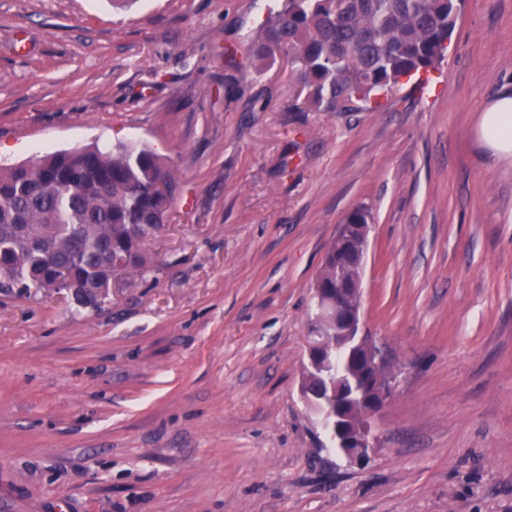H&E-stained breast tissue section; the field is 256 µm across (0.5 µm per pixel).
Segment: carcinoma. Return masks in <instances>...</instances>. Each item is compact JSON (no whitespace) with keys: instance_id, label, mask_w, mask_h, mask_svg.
I'll return each mask as SVG.
<instances>
[{"instance_id":"cac0c4a2","label":"carcinoma","mask_w":512,"mask_h":512,"mask_svg":"<svg viewBox=\"0 0 512 512\" xmlns=\"http://www.w3.org/2000/svg\"><path fill=\"white\" fill-rule=\"evenodd\" d=\"M460 9V0H285L249 38L248 59L260 70L287 58L305 106L351 112L441 62ZM173 188L160 158L134 142L1 167L0 265L11 271L8 286L39 288L50 266L67 263L102 283L110 250L146 266L148 225L167 222ZM365 356L359 351L343 372L355 391L345 411L349 430L363 425L366 382L395 372L391 363L366 372Z\"/></svg>"}]
</instances>
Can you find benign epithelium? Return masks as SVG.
Instances as JSON below:
<instances>
[{"label":"benign epithelium","instance_id":"benign-epithelium-1","mask_svg":"<svg viewBox=\"0 0 512 512\" xmlns=\"http://www.w3.org/2000/svg\"><path fill=\"white\" fill-rule=\"evenodd\" d=\"M370 224L359 223L357 229L360 233L361 246L356 252L355 265L359 276H357L350 288L354 292V300L351 305L343 303L341 292L344 289L342 283V266L347 260V245L350 238L349 229L352 225L343 223L339 225L336 233V268L337 281L336 289L317 288L315 289L316 315L313 322V341L308 349V363L306 368L312 369L316 366L320 350L328 338L336 339V345L341 347H373L376 345L374 339L367 335L363 322L362 307V276L367 253L368 232ZM110 280L107 287L93 296H87L80 288V278L77 267L59 266L54 267L43 275V289L60 296L70 297L81 303L84 307H95L101 300L112 293V286L115 279L130 269L137 267L127 258L116 257L109 261ZM397 387V375H392L379 387L380 401L375 403L366 411L368 424L357 432L344 433L336 430V447L342 449L344 456L351 461L363 460L368 456L372 448L374 435L371 420L391 399ZM301 394L305 403L311 408L319 409L320 403L327 400L336 401L341 405L345 398V390L342 385L341 376H336V383L330 386L325 393H313L306 387H301Z\"/></svg>","mask_w":512,"mask_h":512}]
</instances>
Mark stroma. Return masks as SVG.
Here are the masks:
<instances>
[{"mask_svg": "<svg viewBox=\"0 0 512 512\" xmlns=\"http://www.w3.org/2000/svg\"><path fill=\"white\" fill-rule=\"evenodd\" d=\"M272 0H0V167L119 142L177 183L95 309L0 288V512H512V0L381 107L293 112L286 60H228ZM369 216L363 310L402 369L369 460L301 385L337 227ZM481 132L496 152L504 156L512 154V92L502 93L486 108Z\"/></svg>", "mask_w": 512, "mask_h": 512, "instance_id": "1", "label": "stroma"}]
</instances>
